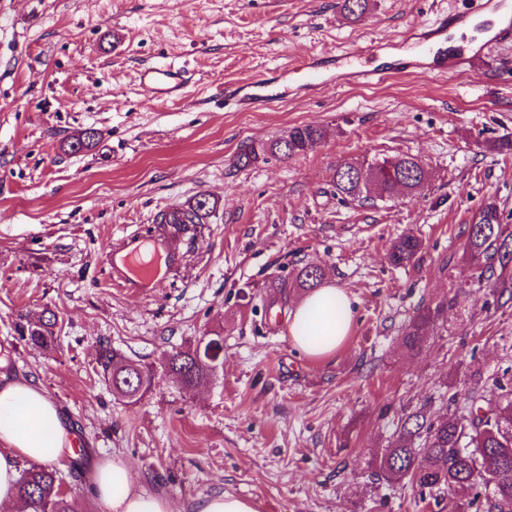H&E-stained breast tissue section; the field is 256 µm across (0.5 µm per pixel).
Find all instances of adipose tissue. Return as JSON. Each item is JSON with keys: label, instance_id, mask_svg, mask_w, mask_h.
<instances>
[{"label": "adipose tissue", "instance_id": "ef3b65f1", "mask_svg": "<svg viewBox=\"0 0 512 512\" xmlns=\"http://www.w3.org/2000/svg\"><path fill=\"white\" fill-rule=\"evenodd\" d=\"M290 319L295 347L311 358L327 357L350 333V299L342 289L318 288L302 297ZM71 448L70 432L40 384L31 379L0 382V512H20L16 491L20 463H58ZM94 481L95 496L107 512H175L166 496L137 487L123 458L101 460Z\"/></svg>", "mask_w": 512, "mask_h": 512}]
</instances>
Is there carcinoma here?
Masks as SVG:
<instances>
[{
    "label": "carcinoma",
    "instance_id": "cac0c4a2",
    "mask_svg": "<svg viewBox=\"0 0 512 512\" xmlns=\"http://www.w3.org/2000/svg\"><path fill=\"white\" fill-rule=\"evenodd\" d=\"M346 17L362 20L371 9V0H344ZM319 130L297 126L285 138L269 145V152L291 158L310 149L319 139ZM429 179V172L415 158L401 154L384 157L367 167L366 176L345 163L336 167L333 185L344 200L368 202L360 181H365L379 197L398 193L410 195L413 189ZM202 202L188 209L176 210L173 222L183 226L199 224ZM422 241L406 235L395 241L389 258L402 266L415 260ZM464 255L469 267L478 272V279L492 282L494 293L512 299V228L494 202L486 203L465 230ZM323 280L321 268L303 265L295 276L296 285L304 291L317 288ZM448 304L426 307L417 311L405 333L404 344L417 349L430 327L444 313ZM57 318L54 313L43 315L35 322L17 324L21 340L42 348L56 342ZM207 346L190 345L170 353L163 374L171 376L185 387H194L207 379L196 368L199 350ZM99 374L112 389L122 394L130 404L141 402L154 386L157 370L144 363H135L119 355L108 344H99L96 357ZM499 394L487 399L475 391L464 397L465 413L457 418H428L421 412L400 420L396 439L376 458V476L386 480L410 481L418 488L421 501L426 498L440 505L439 494L445 490L472 494L465 503L455 502L452 512H512V387L496 383ZM17 496L27 512H75L71 495L60 489V477L52 468L33 464L23 470L17 483Z\"/></svg>",
    "mask_w": 512,
    "mask_h": 512
}]
</instances>
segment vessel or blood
I'll list each match as a JSON object with an SVG mask.
<instances>
[{"label": "vessel or blood", "instance_id": "vessel-or-blood-1", "mask_svg": "<svg viewBox=\"0 0 512 512\" xmlns=\"http://www.w3.org/2000/svg\"><path fill=\"white\" fill-rule=\"evenodd\" d=\"M474 9L449 12L430 26L408 28L396 41L403 50L402 58L375 65L374 60L384 52L383 44L367 42L355 50L336 55L334 65L323 58L310 55L300 60L296 69L302 74L300 91L311 95L329 85H370L402 72H436L454 69L470 70L486 63L490 45L512 41V0H474ZM472 24L484 30V42L456 55H449L444 46L450 29ZM141 89L160 101L181 100L185 97L186 83L182 72L171 66H150L138 74ZM264 81H254L225 87V100L233 102L239 110L258 112L278 103L279 97L264 91ZM171 245L167 233L151 236L133 235L125 238L106 256L109 277L113 283L144 290L153 287L162 277V257L170 255Z\"/></svg>", "mask_w": 512, "mask_h": 512}]
</instances>
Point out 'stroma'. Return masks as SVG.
<instances>
[{"label": "stroma", "instance_id": "35a3bbf8", "mask_svg": "<svg viewBox=\"0 0 512 512\" xmlns=\"http://www.w3.org/2000/svg\"><path fill=\"white\" fill-rule=\"evenodd\" d=\"M342 0H0V348L8 378L34 379L80 437L85 466L126 459L137 484L178 512L227 492L259 512H448L410 483L373 477L374 455L405 414L462 413L452 394H496L512 378V300L488 282L463 284L464 230L487 202L512 225V44L464 74L426 72L372 87L298 93L288 73L270 110L239 112L228 82L255 81L310 53L369 40L466 10L473 0H373L363 20ZM171 64L187 98L163 102L141 69ZM321 129L305 154L262 147L295 126ZM96 133L88 150L67 144ZM408 154L429 172L412 196L341 202L344 162ZM207 196L196 233L176 235L179 262L149 293L111 284L108 252L157 234L161 215ZM423 249L394 266L392 243ZM306 264L350 296L344 347L313 359L288 333L275 285ZM448 301L420 349L403 332L416 312ZM58 317L43 350L21 341L20 318ZM219 338L217 372L194 388L157 375L146 398L114 399L96 368L99 344L159 365L166 353Z\"/></svg>", "mask_w": 512, "mask_h": 512}]
</instances>
